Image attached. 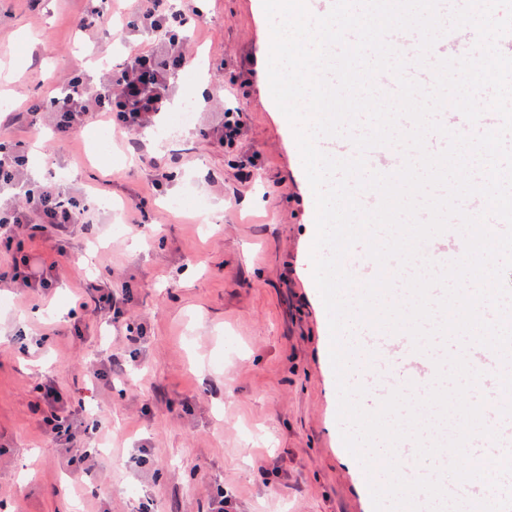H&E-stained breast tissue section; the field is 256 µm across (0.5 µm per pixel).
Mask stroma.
<instances>
[{
    "label": "stroma",
    "mask_w": 512,
    "mask_h": 512,
    "mask_svg": "<svg viewBox=\"0 0 512 512\" xmlns=\"http://www.w3.org/2000/svg\"><path fill=\"white\" fill-rule=\"evenodd\" d=\"M92 0H0V98L12 112L60 96L82 70L100 79L131 39L126 5L81 28ZM190 32L195 65L152 130L129 144L115 135L97 163L89 123L65 143L25 122L0 128L23 142L26 172L91 198L94 221L76 225L57 254L48 235L23 228L25 251L56 263L43 297L0 294V512H212L223 485L228 512H369L367 478L352 466L337 421L335 374L325 355L328 315L312 286L313 193L294 136L278 118L257 61L267 20L258 0H203ZM233 86L242 125L232 148L200 136L223 118ZM206 99L182 126L186 99ZM142 202L146 227L130 207ZM98 280L122 299L141 335L128 340L107 315L81 335L63 318ZM116 359L125 371L95 370ZM54 381L78 420L98 416L87 439L96 472L71 473L33 410L35 388ZM146 449L149 465L136 463Z\"/></svg>",
    "instance_id": "35a3bbf8"
}]
</instances>
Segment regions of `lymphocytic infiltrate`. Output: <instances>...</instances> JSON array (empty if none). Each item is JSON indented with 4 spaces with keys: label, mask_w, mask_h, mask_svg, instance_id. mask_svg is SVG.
<instances>
[{
    "label": "lymphocytic infiltrate",
    "mask_w": 512,
    "mask_h": 512,
    "mask_svg": "<svg viewBox=\"0 0 512 512\" xmlns=\"http://www.w3.org/2000/svg\"><path fill=\"white\" fill-rule=\"evenodd\" d=\"M196 10L194 0H133L130 29L139 36L154 37L157 46L128 52L97 83L82 74H70L61 97L52 102L57 140H70L89 120L100 117L124 133L136 134L168 111L175 72L189 63L185 39L178 30ZM20 148L17 142L0 143V252L10 258L6 270L0 272V284L10 282L39 292L52 287L53 268L38 256L16 255L15 228L29 224L35 231L51 232L60 242L72 225L85 223L87 210L59 182L29 186L22 172L25 158ZM35 408L43 414L46 435L63 447L74 475L89 477L95 467L94 456L91 450L76 445L67 393L54 382L41 384Z\"/></svg>",
    "instance_id": "f902f5d3"
}]
</instances>
